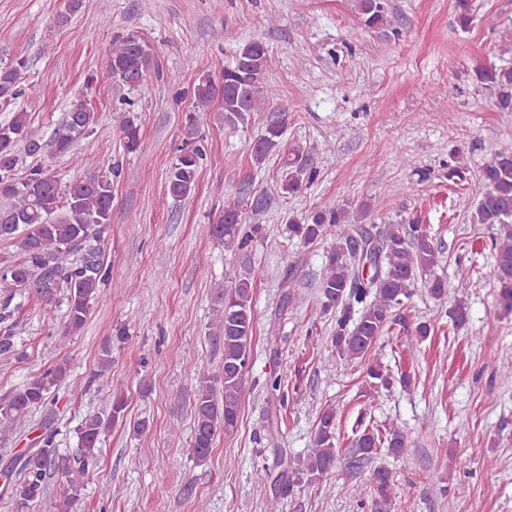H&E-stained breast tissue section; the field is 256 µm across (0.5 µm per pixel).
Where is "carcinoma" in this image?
<instances>
[{"label":"carcinoma","mask_w":512,"mask_h":512,"mask_svg":"<svg viewBox=\"0 0 512 512\" xmlns=\"http://www.w3.org/2000/svg\"><path fill=\"white\" fill-rule=\"evenodd\" d=\"M358 10L365 26H388L383 0H358ZM107 69L119 84L130 89L144 85L154 63L150 46L138 34L129 33L112 42L106 54ZM272 56L266 44L252 39L239 45L232 64L219 62L214 71L201 74L193 86L197 112H207L219 102L224 112V125L245 126L254 113L264 109L275 96L267 86L266 73ZM26 63L0 68V103L18 98V86ZM476 79L491 91L493 105L500 112H512V66L494 63L478 64ZM286 112H269L264 133L252 147V159L258 165L280 154ZM98 117L84 103L71 106L65 115L63 132L50 143L29 131L27 113H13L0 123V240L12 242L21 259L0 271V324L8 323L14 314L11 304L16 297H34L44 304L50 315L58 294L66 302L67 329H81L101 291L111 286L110 271L104 263L101 239L112 221V179L106 176H84L62 184L52 168L39 160L46 148L51 155L73 157L76 144L96 131ZM124 149L133 153L140 148V128L135 119L123 114L118 123ZM185 140L179 155L171 163L165 181L166 194L175 201L187 198L195 188L200 161L205 155L203 137L199 136L198 115L191 112L184 128ZM37 160L26 175L19 177L16 168L21 156ZM283 171L274 190L293 195L302 189L305 176H313L299 156L282 159ZM480 181L486 190L471 212L474 224L498 227L492 247L496 251L494 274L498 279L505 305L512 306V151H501L480 170ZM448 180H467L466 168L459 157L448 156ZM244 202L236 200L224 207V213L211 225V235L226 249H244L250 235L243 231ZM292 236L305 244L329 232L334 242L325 254L320 282L321 304L336 310L334 346L336 353L350 359H363L386 328L400 320L397 313L411 288L424 279L430 295L440 300L447 295V285L429 274L439 264L440 255L433 238L421 224H388L378 235L360 225L349 224V209L326 205L303 220L290 219ZM375 241L381 255L377 281L367 287L357 286L356 251L358 239ZM217 333L223 340L224 355L213 379L220 387L205 383L199 388L194 403V433L190 452L198 460L207 458L217 436L233 431L238 424L246 367L250 359L254 331L252 279L243 278L215 295ZM69 366L58 364L30 378L25 384L0 397V417L24 425L30 411L46 402L50 394L66 380ZM124 410L123 400L113 399L109 413L87 416L77 427L80 452L60 460L56 444L58 431L48 422L42 432L43 450L34 463L15 457V480L7 490L9 498L20 508L31 510L41 505L48 480L61 472L69 476L63 494L55 503L56 512H76L81 487L72 475L85 474L98 456L103 437L112 421ZM400 455L407 447L406 438L393 425L380 436L364 429L354 440L352 460L369 461L379 446ZM336 410H323L316 422L314 448L303 465L283 472L282 485L293 481L320 479L336 469ZM375 495L389 499L393 491L390 475L375 470L370 476Z\"/></svg>","instance_id":"1"}]
</instances>
